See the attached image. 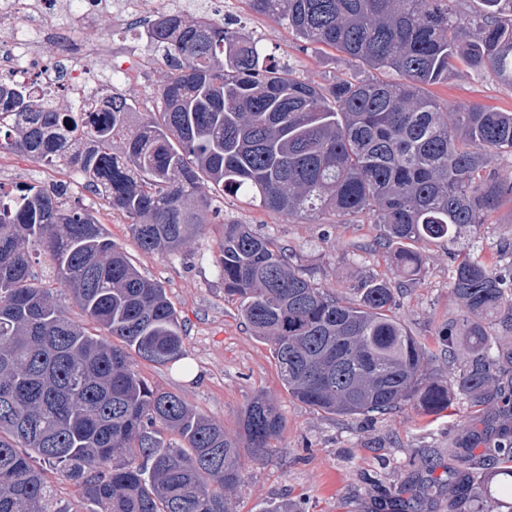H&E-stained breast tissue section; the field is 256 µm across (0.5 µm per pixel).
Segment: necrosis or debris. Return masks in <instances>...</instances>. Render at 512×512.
Here are the masks:
<instances>
[{
  "label": "necrosis or debris",
  "mask_w": 512,
  "mask_h": 512,
  "mask_svg": "<svg viewBox=\"0 0 512 512\" xmlns=\"http://www.w3.org/2000/svg\"><path fill=\"white\" fill-rule=\"evenodd\" d=\"M153 12L154 0H84L78 11L70 0H0V25L12 32L10 42L0 45V77L31 85L38 99L54 107L111 95L133 72L125 67L112 77H96L99 47L81 38V31L102 17L115 27L141 28ZM45 42L59 51L46 65L39 52Z\"/></svg>",
  "instance_id": "4bbe7bcc"
}]
</instances>
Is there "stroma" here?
Masks as SVG:
<instances>
[{
  "instance_id": "obj_1",
  "label": "stroma",
  "mask_w": 512,
  "mask_h": 512,
  "mask_svg": "<svg viewBox=\"0 0 512 512\" xmlns=\"http://www.w3.org/2000/svg\"><path fill=\"white\" fill-rule=\"evenodd\" d=\"M235 19L267 54L293 66L303 78H346L360 71L357 63L333 50H301L286 26L252 13L243 2ZM427 93L442 103L512 112V86L487 71H455L448 82L429 86ZM64 184L66 200H84L139 271L165 288L179 314L187 351L184 365L135 355L131 361L140 376L178 394L233 437L240 433L245 406L256 395L273 399L283 414L286 427L276 451L260 460L245 456V483L231 499L233 512H260L263 504L281 499L298 504L302 512H396L390 502L394 496L414 501L413 512H470V504L451 502L448 468L455 463V449H471L482 460L475 481L486 484L493 467L491 449L503 435L512 436V410L503 398L477 406L457 394L452 407L437 414L413 402L383 415L315 410L288 394L270 345L252 335L237 302L225 297L214 263L221 225H208L177 253L146 252L125 219L104 200L74 178ZM223 205L225 218L251 225L289 248L300 269L327 291L347 295L368 273L396 281L395 314L413 336L430 345L440 324L458 313L449 286L456 255L474 250L497 257L512 247V202L507 201L458 244L420 243L423 269L417 280L409 281L396 272L390 253L374 248L377 225L291 218L233 196L225 197Z\"/></svg>"
}]
</instances>
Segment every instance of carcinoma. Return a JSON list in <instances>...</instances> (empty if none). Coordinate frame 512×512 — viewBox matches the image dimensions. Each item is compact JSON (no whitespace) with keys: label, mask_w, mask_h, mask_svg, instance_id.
Instances as JSON below:
<instances>
[{"label":"carcinoma","mask_w":512,"mask_h":512,"mask_svg":"<svg viewBox=\"0 0 512 512\" xmlns=\"http://www.w3.org/2000/svg\"><path fill=\"white\" fill-rule=\"evenodd\" d=\"M246 2L364 73L307 81L221 20L163 13L146 32L148 51L169 65L158 111L137 112L123 96L49 111L30 88L0 78V151L76 170L145 251L175 253L205 225H224L214 255L224 296L271 344L299 402L344 416L409 401L446 409L448 386L429 368L434 354L393 313L389 278L365 276L348 297L330 293L289 249L224 220L214 202L240 194L273 213H329L338 224L363 215L381 228L376 246L393 249L414 280L417 243L452 245L512 200V178L495 169L512 155V112L450 110L425 92L459 64L512 84V0H476L469 13L458 0ZM64 195L29 184L0 193V512H51L49 468L94 512H230L227 494L245 480L241 449L268 454L282 413L258 395L232 438L142 378L130 352L156 363L185 355L176 309L92 212ZM39 256L54 283L35 273ZM450 291L460 313L439 326L437 345L452 358L465 337L457 390L482 402L502 384L501 354L478 319L512 332V263L469 252ZM59 292L84 322L65 315ZM495 452L498 484L477 492L471 449H462L463 465L448 471L458 499L512 496V440Z\"/></svg>","instance_id":"cac0c4a2"}]
</instances>
